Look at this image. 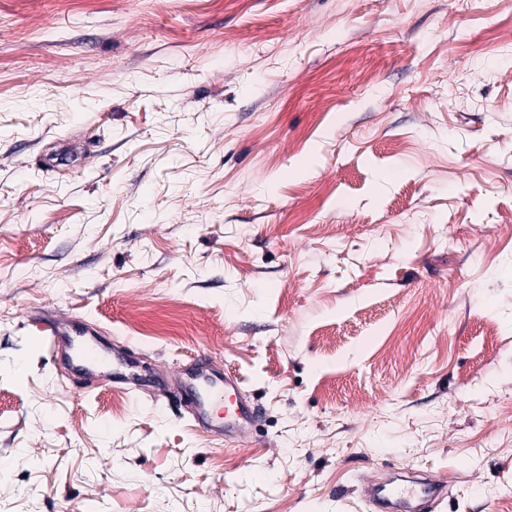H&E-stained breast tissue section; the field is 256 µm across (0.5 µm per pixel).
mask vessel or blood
Segmentation results:
<instances>
[{
    "mask_svg": "<svg viewBox=\"0 0 512 512\" xmlns=\"http://www.w3.org/2000/svg\"><path fill=\"white\" fill-rule=\"evenodd\" d=\"M37 325L48 346L62 352L71 368L98 374L109 383L125 381L126 375L118 370L111 350L93 340L74 341L70 330L59 321L41 319ZM182 394L192 408L196 426L217 425L225 440L248 438L259 420L258 410L240 393L239 377L215 373L205 362L195 363L187 373ZM444 491V479L432 475L409 485L373 481L365 487L378 512H422Z\"/></svg>",
    "mask_w": 512,
    "mask_h": 512,
    "instance_id": "b4317fda",
    "label": "vessel or blood"
}]
</instances>
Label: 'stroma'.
<instances>
[{
  "instance_id": "35a3bbf8",
  "label": "stroma",
  "mask_w": 512,
  "mask_h": 512,
  "mask_svg": "<svg viewBox=\"0 0 512 512\" xmlns=\"http://www.w3.org/2000/svg\"><path fill=\"white\" fill-rule=\"evenodd\" d=\"M509 217L506 0H0V512H512ZM199 359L252 438L193 430ZM36 323L47 345L54 351H61L71 368L99 374L103 380L112 384L126 380V374L118 371L119 359L112 356V348H103L94 340L75 342L70 330L56 320L38 319ZM445 478L427 475L411 485L394 481H373L365 486V494L380 512H421L430 507L445 491Z\"/></svg>"
}]
</instances>
